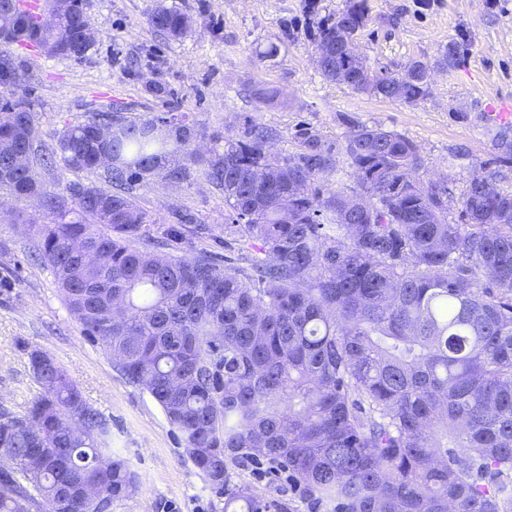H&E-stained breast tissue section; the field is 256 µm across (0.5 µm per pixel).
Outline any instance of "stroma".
Masks as SVG:
<instances>
[{"label": "stroma", "instance_id": "35a3bbf8", "mask_svg": "<svg viewBox=\"0 0 512 512\" xmlns=\"http://www.w3.org/2000/svg\"><path fill=\"white\" fill-rule=\"evenodd\" d=\"M190 19L172 39L149 23L155 4ZM350 0H84L94 41L79 61L15 47L30 73L37 143L53 150L60 133L99 112L142 119L183 116L203 149L241 134L245 118L272 129L279 155L294 152L302 129L341 145L357 125H378L412 140L424 165L420 180L447 182L461 194L474 175L512 190V163L498 142L508 130L485 123L489 100L512 96V0H363L366 25L356 49L374 72L399 74L413 61L431 64L428 91L412 104L357 93L326 80L312 34ZM280 51L262 52L269 43ZM455 65L436 64L448 44ZM163 84L164 93L152 90ZM135 196L165 223L188 216L204 237L170 244L183 256L204 249L227 256L224 193L194 174L179 184L156 176L132 183ZM56 217L41 203L0 189V408L25 409L40 388L31 350L50 354L108 423L112 448L138 476L135 492L112 512H224V497L181 447L176 429L144 390L127 382L103 346L89 341L67 308L49 266L35 257L34 226ZM231 484L246 487L269 512H315L302 502L287 470L267 463L232 466Z\"/></svg>", "mask_w": 512, "mask_h": 512}]
</instances>
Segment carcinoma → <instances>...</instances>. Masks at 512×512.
<instances>
[{
    "mask_svg": "<svg viewBox=\"0 0 512 512\" xmlns=\"http://www.w3.org/2000/svg\"><path fill=\"white\" fill-rule=\"evenodd\" d=\"M366 22L355 0L318 26L323 76L391 101L423 97L428 64L374 73L348 52ZM150 23L173 39L189 28L162 4ZM0 34V57L26 45L80 60L91 46L83 0H0ZM1 107L28 141L26 165L0 186L56 216L37 229L38 255L83 334L158 403L212 485L262 459L324 512H512V192L478 174L451 222L448 187L420 183L417 146L380 126H358L337 149L305 130L281 156L253 119L201 152L173 114L114 113L69 127L49 156L33 102L14 99L2 69ZM18 146L0 125V156ZM55 155L89 172L109 157L118 187L161 167L180 183L196 166L224 191V233L246 265L154 253L151 216L126 193L61 181L46 191L40 171ZM343 162L356 182L339 189ZM189 235L163 226L168 242ZM40 354H29L39 394L21 414L0 410V453L16 463L0 475V512H90L86 485L103 509L130 496L136 475L102 414L59 363L39 367ZM266 508L248 488L224 501V512Z\"/></svg>",
    "mask_w": 512,
    "mask_h": 512,
    "instance_id": "1",
    "label": "carcinoma"
}]
</instances>
